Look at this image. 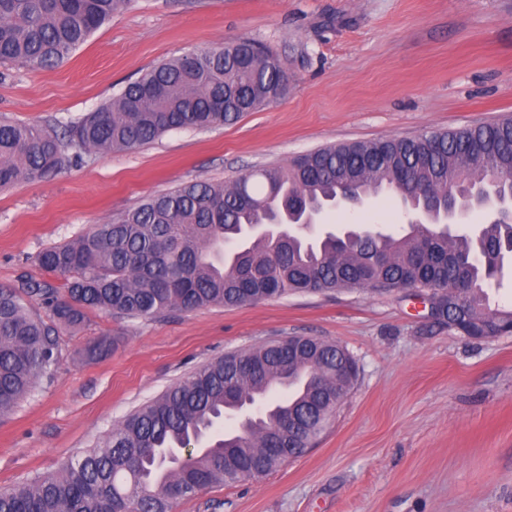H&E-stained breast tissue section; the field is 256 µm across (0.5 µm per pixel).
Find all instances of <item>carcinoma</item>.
Here are the masks:
<instances>
[{"label": "carcinoma", "mask_w": 512, "mask_h": 512, "mask_svg": "<svg viewBox=\"0 0 512 512\" xmlns=\"http://www.w3.org/2000/svg\"><path fill=\"white\" fill-rule=\"evenodd\" d=\"M132 0H0V64L51 68ZM282 59L249 40L188 52L159 63L106 105L73 123L67 137L49 126L0 119V190L45 178L74 159L132 150L184 128L230 125L288 90ZM429 189L428 224L403 234L362 224L338 236L299 233L275 245L249 226L293 221L327 208L346 191L391 193L406 211ZM512 191V118L468 128L319 148L233 181L188 182L138 203L76 239L38 252L57 287L25 280L0 287V417L53 375L57 336L91 311L119 318L238 306L297 292L414 286L433 301L430 316L465 336L481 326L512 329V308L491 305L489 289L512 265V222L499 214L451 229L448 205L470 212L474 196ZM47 309L46 321L33 305ZM358 377L342 346L290 336L211 361L140 406L59 472L0 491V512H174L213 485L267 475L301 455L323 432ZM261 404L245 429L216 426ZM190 464L169 456L186 445Z\"/></svg>", "instance_id": "cac0c4a2"}]
</instances>
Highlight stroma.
Wrapping results in <instances>:
<instances>
[{
  "label": "stroma",
  "mask_w": 512,
  "mask_h": 512,
  "mask_svg": "<svg viewBox=\"0 0 512 512\" xmlns=\"http://www.w3.org/2000/svg\"><path fill=\"white\" fill-rule=\"evenodd\" d=\"M250 39L291 75L236 123L182 129L0 190V286L142 199L225 182L319 147L512 115V0H134L50 69L0 65V116L63 130L155 65ZM400 201L327 210L321 231L405 223ZM288 336L345 347L359 376L324 432L277 472L176 512H512V335L430 324L404 292L296 293L152 318L90 313L51 379L0 420V489L56 473L132 410L224 354ZM105 338L90 360L83 350Z\"/></svg>",
  "instance_id": "1"
}]
</instances>
